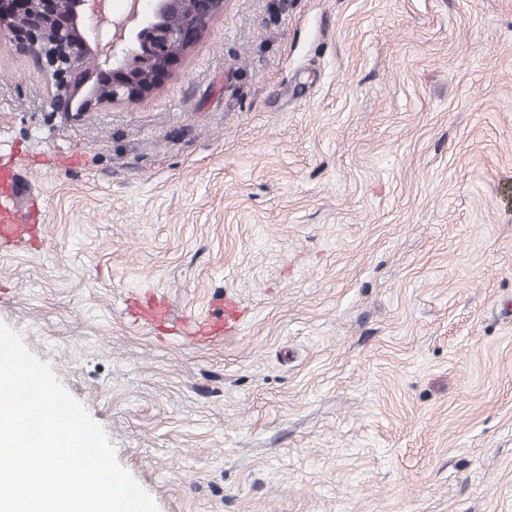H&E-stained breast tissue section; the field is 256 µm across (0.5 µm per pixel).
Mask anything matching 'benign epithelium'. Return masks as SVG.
Masks as SVG:
<instances>
[{
	"label": "benign epithelium",
	"instance_id": "1",
	"mask_svg": "<svg viewBox=\"0 0 512 512\" xmlns=\"http://www.w3.org/2000/svg\"><path fill=\"white\" fill-rule=\"evenodd\" d=\"M107 0H0L4 45L31 58L51 83L53 111H86L98 101L133 100L156 92L173 65L224 12V0H127L111 18ZM103 57L112 69L106 93L92 87L84 61Z\"/></svg>",
	"mask_w": 512,
	"mask_h": 512
}]
</instances>
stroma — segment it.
<instances>
[{
  "label": "stroma",
  "instance_id": "stroma-1",
  "mask_svg": "<svg viewBox=\"0 0 512 512\" xmlns=\"http://www.w3.org/2000/svg\"><path fill=\"white\" fill-rule=\"evenodd\" d=\"M49 92L0 44V322L159 512H512V0H228L161 91ZM0 240L18 242L36 234V226L27 224L17 213L1 214ZM168 311L165 299L155 295L148 297L144 303L132 301L129 306L130 315L135 321L143 319L151 323H162L167 319ZM238 316V302L233 298L226 297L224 303H221L214 311L196 317L195 323L199 330L195 336H190V338L196 341H210L220 337L223 330L226 332L232 323L237 321Z\"/></svg>",
  "mask_w": 512,
  "mask_h": 512
}]
</instances>
